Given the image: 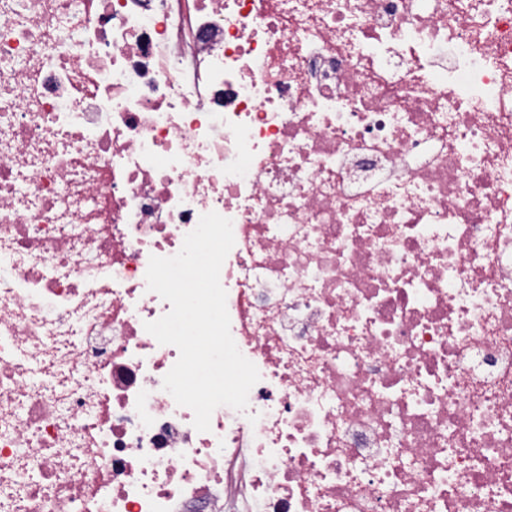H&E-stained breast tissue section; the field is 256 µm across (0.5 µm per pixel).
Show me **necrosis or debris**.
Wrapping results in <instances>:
<instances>
[{
	"mask_svg": "<svg viewBox=\"0 0 512 512\" xmlns=\"http://www.w3.org/2000/svg\"><path fill=\"white\" fill-rule=\"evenodd\" d=\"M209 212L200 432L146 271ZM0 512H512V0H0Z\"/></svg>",
	"mask_w": 512,
	"mask_h": 512,
	"instance_id": "necrosis-or-debris-1",
	"label": "necrosis or debris"
}]
</instances>
